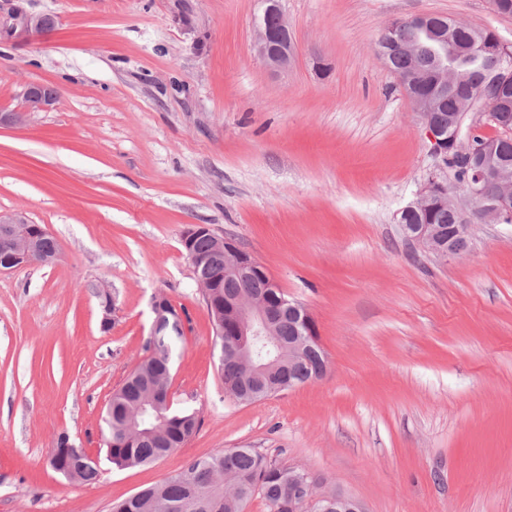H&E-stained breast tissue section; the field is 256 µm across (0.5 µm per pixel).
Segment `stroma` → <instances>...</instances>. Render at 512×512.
<instances>
[{"label": "stroma", "mask_w": 512, "mask_h": 512, "mask_svg": "<svg viewBox=\"0 0 512 512\" xmlns=\"http://www.w3.org/2000/svg\"><path fill=\"white\" fill-rule=\"evenodd\" d=\"M48 34L0 42V215L58 259L0 272V512H110L226 448L320 476L368 512H512V224H472L442 260L398 223L435 160L378 55L388 22L436 14L512 45L492 0H282L294 56L258 57L259 0H24ZM250 252L314 320L327 375L252 403L224 396L213 323L180 239ZM115 296L102 328L98 294ZM182 313L171 393L199 427L155 464L106 458L102 414L147 356L155 297ZM100 468L47 465L59 433ZM58 94L45 91L42 85L30 84L24 91L17 109L0 113V126L20 127L27 124L35 112H46L56 103Z\"/></svg>", "instance_id": "35a3bbf8"}]
</instances>
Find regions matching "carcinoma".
I'll list each match as a JSON object with an SVG mask.
<instances>
[{"instance_id":"cac0c4a2","label":"carcinoma","mask_w":512,"mask_h":512,"mask_svg":"<svg viewBox=\"0 0 512 512\" xmlns=\"http://www.w3.org/2000/svg\"><path fill=\"white\" fill-rule=\"evenodd\" d=\"M440 34L448 40L447 74L452 86L436 102L433 118L449 131L455 129L462 116L470 118L471 145L485 140L497 143L499 151L495 162L504 173V181L512 183V79L503 83L507 92L496 97L489 106H484L477 98L502 70L512 69V46L505 52L494 31L448 18L444 19ZM381 40L391 42L387 48L390 70L400 76L413 77V84L405 91L424 96L434 94V80L441 71V48L437 41L425 35L411 18L386 25L381 31ZM487 110L497 113L498 123L493 125V134L478 132L482 124L478 113ZM448 170L457 184L466 186L471 175L469 156L451 152ZM472 203L470 221L483 222L490 206L495 204V193L483 200L475 198ZM407 223L436 224L446 240L454 235L455 227L462 223V216L453 206L433 202L427 208L411 212ZM214 241L215 236L208 229L198 232L191 243L196 274L201 277L210 275L209 260ZM237 293L265 294L272 307L279 306L285 298L281 291L265 287V281L260 277L248 282L224 280V288L216 292L208 304L212 316L223 314L225 335L216 336L223 353L237 340L228 335L231 324L229 317L224 315V296ZM276 333L285 347L288 341L296 338L295 323L288 313L282 314ZM181 337L179 313L174 311L164 319H155L150 336L151 356L113 392L104 416L108 430L106 456L112 465L125 468L153 463L180 448L197 430L196 413L175 411L168 405L157 409L146 407L133 429L125 422L126 412L142 402L148 388L171 380L173 349ZM219 371L224 379L225 396L242 399V395L235 391L242 392L250 387L248 369L222 355ZM318 371L315 358L300 357L290 368L271 375L269 384L281 385L290 380L304 383ZM53 451L63 456L64 468L70 473L71 480L94 482L98 479L96 462L81 449L67 445L65 434L58 436ZM256 495L265 500L270 512H288V467L252 448H228L192 461L184 471L168 477L161 484L112 503V512H246Z\"/></svg>"}]
</instances>
